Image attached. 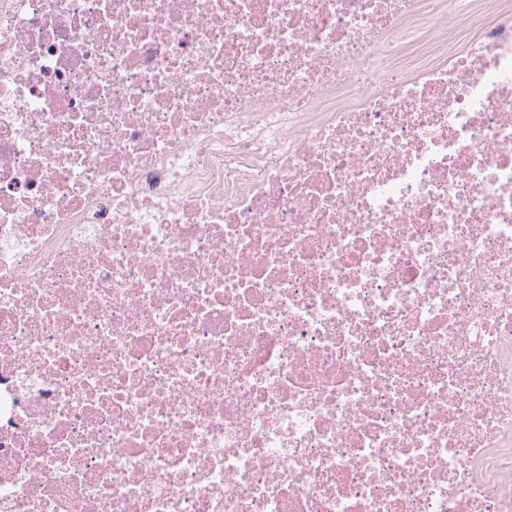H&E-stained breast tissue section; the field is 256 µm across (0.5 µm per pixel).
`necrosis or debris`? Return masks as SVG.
<instances>
[{
  "mask_svg": "<svg viewBox=\"0 0 512 512\" xmlns=\"http://www.w3.org/2000/svg\"><path fill=\"white\" fill-rule=\"evenodd\" d=\"M0 512H512V0H0Z\"/></svg>",
  "mask_w": 512,
  "mask_h": 512,
  "instance_id": "necrosis-or-debris-1",
  "label": "necrosis or debris"
}]
</instances>
